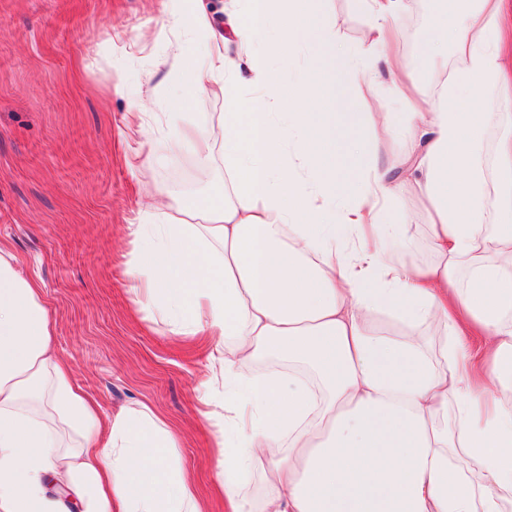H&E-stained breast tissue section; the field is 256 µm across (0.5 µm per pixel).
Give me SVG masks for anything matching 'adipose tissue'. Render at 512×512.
<instances>
[{
    "label": "adipose tissue",
    "instance_id": "ef3b65f1",
    "mask_svg": "<svg viewBox=\"0 0 512 512\" xmlns=\"http://www.w3.org/2000/svg\"><path fill=\"white\" fill-rule=\"evenodd\" d=\"M323 2L252 0L245 55L233 58L206 0H169L166 22L208 32L211 46L201 65L174 56L182 109L149 156L181 145L206 163L222 143L224 191L198 203L206 223H156L172 204L154 198L128 225L133 301L211 345L227 413L224 512H512V116L481 109L512 68L506 0H436L434 52L457 65L431 104L393 48L408 0H356L373 21L362 55L325 40ZM304 49L302 76L271 69V56ZM380 69L410 107L406 123L348 95ZM244 70L261 95L225 113L219 136L199 131L188 106L210 80L230 94ZM397 134L416 153L379 162L380 138ZM350 162L368 178L346 175ZM408 181L436 208V260L423 268L391 257L412 233L386 203ZM377 311L396 328L373 322ZM431 325L436 344L419 342ZM470 325L491 338L482 384ZM53 336L40 282L0 246V512H202L168 423L140 402L102 418ZM246 366L259 374L242 377Z\"/></svg>",
    "mask_w": 512,
    "mask_h": 512
}]
</instances>
